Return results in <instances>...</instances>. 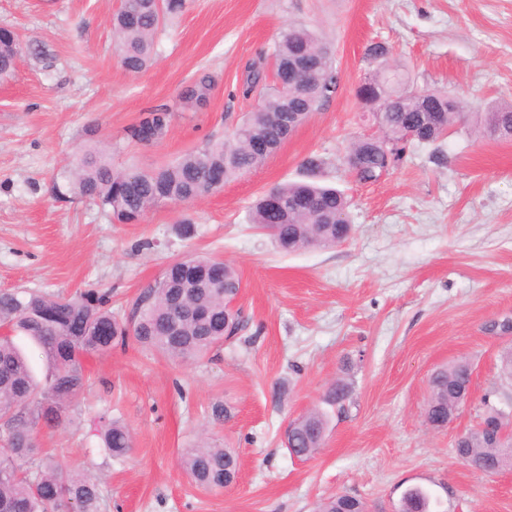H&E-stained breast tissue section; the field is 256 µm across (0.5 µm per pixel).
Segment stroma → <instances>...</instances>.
Returning <instances> with one entry per match:
<instances>
[{
  "label": "stroma",
  "instance_id": "1",
  "mask_svg": "<svg viewBox=\"0 0 512 512\" xmlns=\"http://www.w3.org/2000/svg\"><path fill=\"white\" fill-rule=\"evenodd\" d=\"M120 5L0 0V27L22 43L13 75L0 80V292L94 289L125 319L169 263L199 254L237 269V304L250 322L194 362L132 338L89 358L90 388L70 424L40 431L43 449L99 477L101 512H316L337 493L369 512H399L415 486L430 493L432 512H512V469L486 475L452 449L477 425L484 396L508 387L500 355L512 342L487 326L512 318V140L480 136L471 114L435 146L410 145L377 182H358L344 164L354 140L378 133L361 94L373 45L389 49L414 87L445 88L481 108L512 99V0H187L137 74L117 57ZM298 24L331 41L339 89L262 165L133 224L57 195L61 173L87 149L147 170L224 139L256 103L241 94L247 66L272 68L266 52ZM204 74L214 80L207 104H185L183 91ZM162 104L174 113L166 136L128 141L127 128ZM314 152L327 160L324 180L353 201V235L284 254L252 228L250 206L299 179ZM186 218L196 226L189 240L175 232ZM458 360L473 366L471 399L433 429L424 420L429 378ZM340 376L353 386L349 402L330 410L317 454L293 457L288 422L322 406ZM217 403L228 420L213 419ZM103 414L132 431L122 460L102 445ZM203 436L236 451L231 487L199 488L180 469L182 449Z\"/></svg>",
  "mask_w": 512,
  "mask_h": 512
}]
</instances>
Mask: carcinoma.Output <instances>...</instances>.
<instances>
[{
	"mask_svg": "<svg viewBox=\"0 0 512 512\" xmlns=\"http://www.w3.org/2000/svg\"><path fill=\"white\" fill-rule=\"evenodd\" d=\"M186 0H123L112 17L120 64L130 73L143 71L150 63L154 38L165 20L182 13ZM18 41L0 28V79L14 71ZM369 56L375 69L363 94L378 102L382 136L360 139L348 150L350 155L364 149L369 157L356 178L373 182L388 172L385 153L394 163L402 161L408 134L417 129L418 144H430L449 133L461 119L464 103L447 90H418L410 85L399 66L389 60V50L376 45ZM280 65L308 60L315 71L299 87L285 91L267 82L266 72L257 64L248 67L243 95L258 93L261 109L247 114L224 140L204 144L174 163L152 171L114 169L107 154L89 151L78 166L63 174L60 193H73L97 203L117 224L139 221L146 211L164 202L178 203L211 194L224 183L255 168L265 156L253 149L254 139L274 153L287 139V132L273 124L268 113L291 112L295 126L305 123L319 105L339 87V76L328 44L310 29L300 26L282 31L272 48ZM212 90L210 77L202 76L182 100L198 104ZM172 111L160 105L148 111L128 131V137L149 145L162 139L170 126ZM485 133L498 139H512V102L488 110ZM326 160L308 156L303 179L273 188L276 203L261 196L250 212V223L268 235L285 253L309 248H331L346 241L352 232L350 202L345 193L320 180ZM241 280L231 265L207 257L189 255L170 263L154 284L137 297L133 320L112 314L107 295L94 290L71 296L49 297L37 292L0 293V512H99L101 490L96 480L45 455L37 439L43 427L66 426L68 411L84 392L87 379L84 360L103 356L130 335L146 349L170 359L190 361L232 342L246 319L234 309ZM21 334L30 338L45 356L49 372L44 382L33 375L29 363L14 340ZM470 382L462 361L432 375L425 421L443 424L463 406L462 389ZM352 394V384L337 379L328 388L324 402L343 408ZM483 419L502 428L512 425V393L497 401L484 399ZM288 441L301 458L321 448L327 426L326 413L313 409L292 421ZM102 442L108 453L120 460L132 450L129 427L118 420L104 422ZM456 457L480 470L488 465L512 467V457L491 446L483 430H471L453 445ZM180 468L199 486L221 490L235 479L237 456L232 448L204 442L185 449ZM430 494L415 487L402 497L403 512H430ZM364 502L348 494L324 499L317 512H360Z\"/></svg>",
	"mask_w": 512,
	"mask_h": 512,
	"instance_id": "1",
	"label": "carcinoma"
}]
</instances>
